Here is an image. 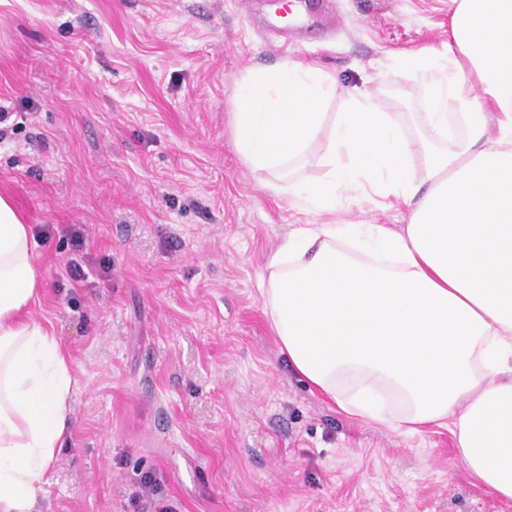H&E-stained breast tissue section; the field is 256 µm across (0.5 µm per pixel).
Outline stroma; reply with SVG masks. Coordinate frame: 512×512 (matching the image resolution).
Here are the masks:
<instances>
[{"mask_svg":"<svg viewBox=\"0 0 512 512\" xmlns=\"http://www.w3.org/2000/svg\"><path fill=\"white\" fill-rule=\"evenodd\" d=\"M0 0V195L38 243L30 308L64 343L73 427L35 512H136L144 473L174 512H512L474 484L447 428L350 419L296 376L258 276L315 217L238 158L236 81L317 61L422 127L395 58L448 41V0H308L280 48L273 0ZM351 205L340 224L407 223ZM81 228L90 287L62 275ZM110 271L98 278L101 265Z\"/></svg>","mask_w":512,"mask_h":512,"instance_id":"stroma-1","label":"stroma"}]
</instances>
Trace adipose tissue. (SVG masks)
I'll return each mask as SVG.
<instances>
[{
	"mask_svg": "<svg viewBox=\"0 0 512 512\" xmlns=\"http://www.w3.org/2000/svg\"><path fill=\"white\" fill-rule=\"evenodd\" d=\"M450 2L445 48L400 61L426 86L419 136L291 58L236 82L231 134L264 187L323 218L260 275L289 367L365 424L448 428L477 484L512 500V0ZM311 162L320 177H291ZM368 191L410 208L408 223L330 222ZM36 247L0 196V512H32L72 427L66 353L28 313Z\"/></svg>",
	"mask_w": 512,
	"mask_h": 512,
	"instance_id": "adipose-tissue-1",
	"label": "adipose tissue"
}]
</instances>
